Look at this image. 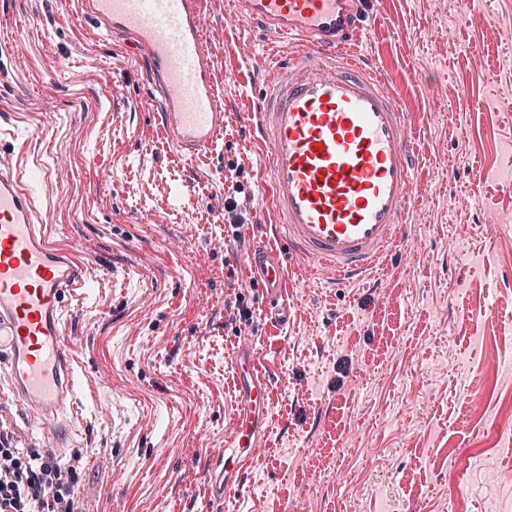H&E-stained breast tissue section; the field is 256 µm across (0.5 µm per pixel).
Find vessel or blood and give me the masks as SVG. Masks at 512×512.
<instances>
[{"instance_id": "obj_1", "label": "vessel or blood", "mask_w": 512, "mask_h": 512, "mask_svg": "<svg viewBox=\"0 0 512 512\" xmlns=\"http://www.w3.org/2000/svg\"><path fill=\"white\" fill-rule=\"evenodd\" d=\"M98 26L140 48L163 90L158 119L180 149L211 147L224 128L214 74L200 40L198 0H82ZM240 13L297 42L270 55L259 92L258 142L278 234L286 250L258 246L249 264L268 307L286 301L294 258L316 261L337 281L374 271L407 234L414 164L406 113L379 72L354 56L363 35L358 0H237ZM87 265L53 243L17 169L0 165V362L26 419L52 423L54 446L72 437L75 378L63 336L62 299ZM236 401L225 450L208 478L223 497L243 496L238 476L259 448L269 378L244 341L232 354Z\"/></svg>"}]
</instances>
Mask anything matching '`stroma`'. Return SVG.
Listing matches in <instances>:
<instances>
[{
    "instance_id": "1",
    "label": "stroma",
    "mask_w": 512,
    "mask_h": 512,
    "mask_svg": "<svg viewBox=\"0 0 512 512\" xmlns=\"http://www.w3.org/2000/svg\"><path fill=\"white\" fill-rule=\"evenodd\" d=\"M75 2L0 0V162L90 262L63 300L85 512H512V0H363L358 58L411 126V237L353 284L294 261L284 323L248 267L280 245L255 64L296 43L202 0L224 131L190 154L155 119L147 62ZM249 192L239 244L224 199ZM237 294L243 329L224 307ZM246 335L270 411L249 493L226 500L206 472ZM7 389L0 371V426L49 447Z\"/></svg>"
}]
</instances>
